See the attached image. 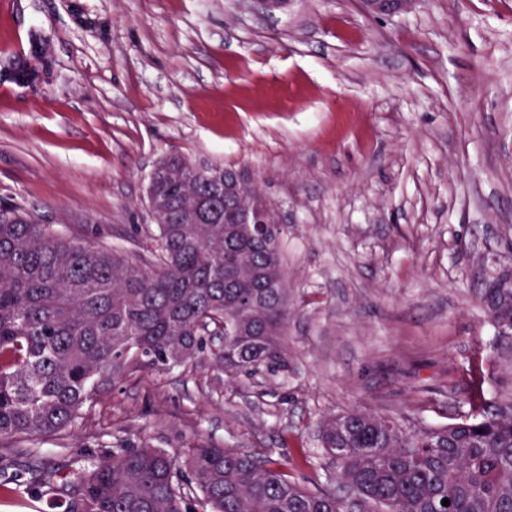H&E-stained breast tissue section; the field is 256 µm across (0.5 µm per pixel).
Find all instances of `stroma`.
Returning a JSON list of instances; mask_svg holds the SVG:
<instances>
[{
  "mask_svg": "<svg viewBox=\"0 0 512 512\" xmlns=\"http://www.w3.org/2000/svg\"><path fill=\"white\" fill-rule=\"evenodd\" d=\"M34 32L53 69L0 83V200L133 258L162 157L244 173L285 226L290 368L233 377L206 350L100 379L63 437L0 445V481L204 442L350 500L323 418L438 427L512 398L479 300L512 266V0H0V64ZM361 2L372 14L394 15L411 12L419 0H362Z\"/></svg>",
  "mask_w": 512,
  "mask_h": 512,
  "instance_id": "35a3bbf8",
  "label": "stroma"
}]
</instances>
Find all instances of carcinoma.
Masks as SVG:
<instances>
[{
  "label": "carcinoma",
  "instance_id": "1",
  "mask_svg": "<svg viewBox=\"0 0 512 512\" xmlns=\"http://www.w3.org/2000/svg\"><path fill=\"white\" fill-rule=\"evenodd\" d=\"M226 173L178 154L157 163L150 264L0 215V442L59 434L101 374L186 365L214 336L226 369L288 371L284 225L272 211L266 243L248 242ZM480 300L493 324L512 321V293L494 280ZM320 438L361 512H512V401L409 431L352 409L325 419ZM46 487L63 494L49 501L59 512H191L196 498L209 512H347L335 491H307L267 455L211 445L122 448L72 480L44 470L27 482L36 497Z\"/></svg>",
  "mask_w": 512,
  "mask_h": 512
}]
</instances>
